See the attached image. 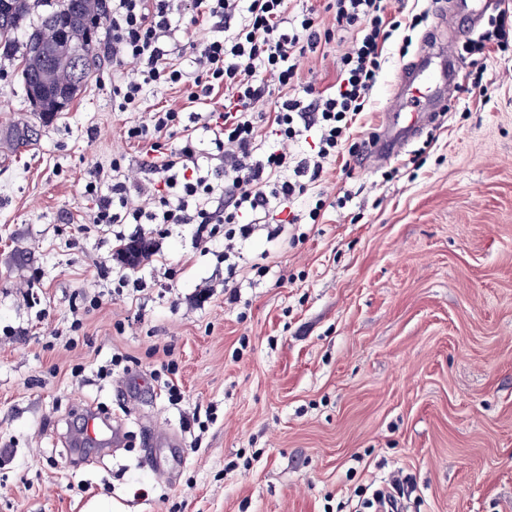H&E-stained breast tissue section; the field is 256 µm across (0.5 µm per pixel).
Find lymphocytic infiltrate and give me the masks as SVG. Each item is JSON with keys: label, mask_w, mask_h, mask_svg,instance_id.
Masks as SVG:
<instances>
[{"label": "lymphocytic infiltrate", "mask_w": 512, "mask_h": 512, "mask_svg": "<svg viewBox=\"0 0 512 512\" xmlns=\"http://www.w3.org/2000/svg\"><path fill=\"white\" fill-rule=\"evenodd\" d=\"M184 0H110L105 20L110 39L105 53L119 77L112 83V103L120 111L140 100L146 88H177L187 72L179 62L190 55L193 98L224 92V110L209 115V153H201L194 125L181 111L155 112L152 126L128 127L129 138L151 140L140 167L147 185L130 186L123 159L88 175L85 196L95 224H193L198 243H207L209 225L224 228V252L232 254L236 235H248L246 219L261 215L274 224L318 220L316 202L308 215L295 213L294 201L319 181L339 157L356 117L364 111L385 63L384 48L397 30L386 0H328L336 30L355 32L349 52L341 56L333 92L300 86L296 60L336 30L320 28L312 10L292 13L291 0H191L198 16L223 28L224 36L202 45L186 44L187 29L176 17ZM512 49V15L504 13L457 53L467 59L487 45ZM132 72H125V65ZM273 100L271 125L277 137L299 141L314 132L310 153L298 157L279 149L259 151L256 139L264 116L258 106ZM176 138L173 146L162 136Z\"/></svg>", "instance_id": "f902f5d3"}]
</instances>
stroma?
Instances as JSON below:
<instances>
[{
	"mask_svg": "<svg viewBox=\"0 0 512 512\" xmlns=\"http://www.w3.org/2000/svg\"><path fill=\"white\" fill-rule=\"evenodd\" d=\"M449 6L391 0L401 26L344 151H361L379 118L397 122V76L427 44L466 30ZM350 44L300 57L303 81L333 85ZM480 64L490 96L462 63L450 112L383 161L331 165L295 204L324 200L317 223L236 238L235 276L223 238L203 249L191 224L123 225L154 251L126 285L111 227L89 221V172L121 156L141 184L144 147L127 127L164 108L223 110V92L194 102L192 85L151 87L118 112L104 59L18 151L34 116L17 55L0 49V512L100 499L125 512H354L395 480L413 488L404 512H512V51L487 47ZM87 408L123 423L120 450H75Z\"/></svg>",
	"mask_w": 512,
	"mask_h": 512,
	"instance_id": "35a3bbf8",
	"label": "stroma"
}]
</instances>
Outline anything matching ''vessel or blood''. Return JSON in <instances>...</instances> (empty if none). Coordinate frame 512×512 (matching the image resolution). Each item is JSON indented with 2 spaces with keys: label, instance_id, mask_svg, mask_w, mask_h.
Masks as SVG:
<instances>
[{
  "label": "vessel or blood",
  "instance_id": "1",
  "mask_svg": "<svg viewBox=\"0 0 512 512\" xmlns=\"http://www.w3.org/2000/svg\"><path fill=\"white\" fill-rule=\"evenodd\" d=\"M438 65L420 60L402 70L394 86V93L403 101L404 108L410 109L412 118H419L421 112L437 104L447 103L448 93L456 92L459 84L460 62L454 51L446 44H438ZM124 436L122 425L100 421L87 413L83 416V428L76 439L77 445L109 449L118 446Z\"/></svg>",
  "mask_w": 512,
  "mask_h": 512
}]
</instances>
